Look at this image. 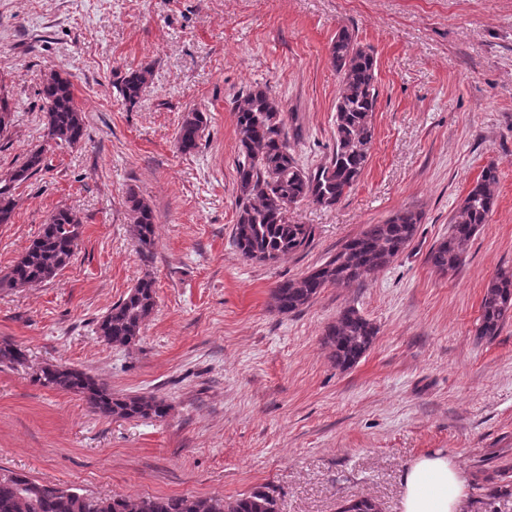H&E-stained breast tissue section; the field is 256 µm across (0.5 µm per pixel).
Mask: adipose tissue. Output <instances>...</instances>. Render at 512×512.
<instances>
[{"instance_id":"adipose-tissue-1","label":"adipose tissue","mask_w":512,"mask_h":512,"mask_svg":"<svg viewBox=\"0 0 512 512\" xmlns=\"http://www.w3.org/2000/svg\"><path fill=\"white\" fill-rule=\"evenodd\" d=\"M466 500V476L448 456L422 455L403 475L401 512H464Z\"/></svg>"}]
</instances>
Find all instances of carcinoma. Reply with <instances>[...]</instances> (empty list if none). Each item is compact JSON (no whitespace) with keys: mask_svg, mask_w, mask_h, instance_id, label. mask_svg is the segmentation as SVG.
<instances>
[{"mask_svg":"<svg viewBox=\"0 0 512 512\" xmlns=\"http://www.w3.org/2000/svg\"><path fill=\"white\" fill-rule=\"evenodd\" d=\"M339 77L335 104V147L331 156L314 169L299 166L288 145V127L281 102L267 89L256 87L235 100L238 158L236 163V223L232 242L240 255L270 262L306 250L314 240L311 224H293L288 206L309 200L332 207L352 189L364 172L373 142L378 92L373 50L362 45L347 28L340 29L329 48ZM151 70L130 72L120 85L122 98L134 103L149 82ZM46 114V138L78 144L85 139L82 111L72 84L52 72L40 89ZM207 125L204 113H186L176 144L183 153L196 150ZM44 149L30 152L8 183L0 184V224H10L16 201L13 184L41 171ZM498 185L496 168L486 167L459 203L451 218L448 238L435 245L428 262L439 273L456 272L465 262L471 241L492 211ZM132 232L139 252L149 256L155 246L152 207L135 194L128 197ZM421 212L406 208L381 224H369L346 241L336 254L303 276L280 282L270 293V307L289 314L309 306L328 286L364 282L386 268L413 241ZM82 224L76 212L59 208L42 233L9 269L0 273V290L32 287L52 280L70 263L78 249ZM156 306L154 281L145 277L97 321L96 333L115 347L135 344ZM512 319V269H501L489 282L481 300L477 335L498 336ZM377 327L349 306L325 329L324 344L337 368L346 370L372 347ZM26 354L17 345L0 343V366L21 365ZM33 381L44 388L80 396L105 418L163 420L171 406L154 395H114L87 373L71 367L46 364ZM0 512H279L272 492L261 487L236 498L183 495L130 498L116 495L95 499L72 487L43 484L25 474L0 475ZM340 512H380L377 502L360 498Z\"/></svg>","mask_w":512,"mask_h":512,"instance_id":"carcinoma-1","label":"carcinoma"}]
</instances>
